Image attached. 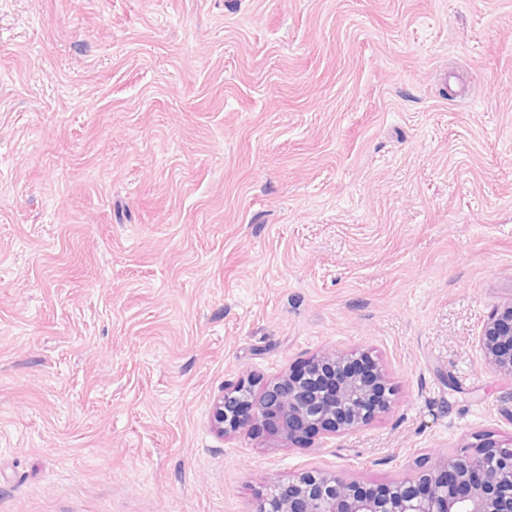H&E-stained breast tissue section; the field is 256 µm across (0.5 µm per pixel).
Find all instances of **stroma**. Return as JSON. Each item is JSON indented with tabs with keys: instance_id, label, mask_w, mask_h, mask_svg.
<instances>
[{
	"instance_id": "obj_1",
	"label": "stroma",
	"mask_w": 512,
	"mask_h": 512,
	"mask_svg": "<svg viewBox=\"0 0 512 512\" xmlns=\"http://www.w3.org/2000/svg\"><path fill=\"white\" fill-rule=\"evenodd\" d=\"M512 0H0V512H256L512 443ZM368 352L360 431L219 435ZM486 364L504 376H512V300L489 314L479 339ZM361 359L369 361L371 369L351 367ZM317 378L330 381L331 393ZM253 386L250 378L224 387L211 414L212 427L219 434H241L262 426L288 441L340 435L365 427L388 410L392 395L382 369L367 354L353 357L335 351L289 368L258 396Z\"/></svg>"
}]
</instances>
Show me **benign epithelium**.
<instances>
[{"mask_svg": "<svg viewBox=\"0 0 512 512\" xmlns=\"http://www.w3.org/2000/svg\"><path fill=\"white\" fill-rule=\"evenodd\" d=\"M486 364L512 376V300L489 314L479 339ZM326 352L270 382L260 395L253 381L224 386L212 409L211 424L220 434H241L255 426L278 439L298 441L361 429L389 409L391 387L376 362L361 371L358 359ZM330 381L322 390L318 379ZM469 454H443L419 479L385 485L375 498L335 472L306 471L292 480L274 482L257 512H512V445L480 440Z\"/></svg>", "mask_w": 512, "mask_h": 512, "instance_id": "benign-epithelium-1", "label": "benign epithelium"}]
</instances>
